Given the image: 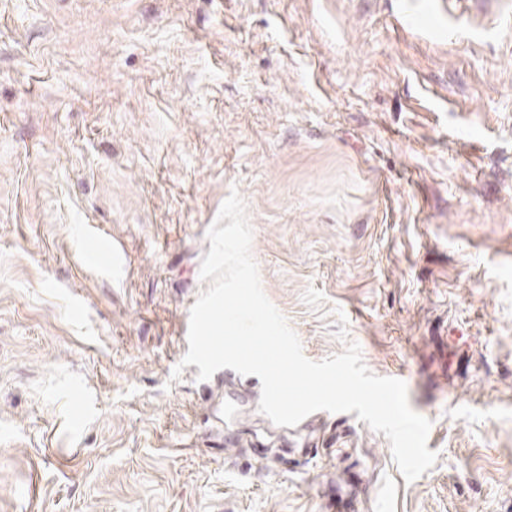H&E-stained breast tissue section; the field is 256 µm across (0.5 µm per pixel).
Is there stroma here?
Here are the masks:
<instances>
[{
	"mask_svg": "<svg viewBox=\"0 0 512 512\" xmlns=\"http://www.w3.org/2000/svg\"><path fill=\"white\" fill-rule=\"evenodd\" d=\"M444 2L0 0V512H323L348 470L359 512H512V0ZM234 190L305 356L347 329L430 420L414 482L182 366Z\"/></svg>",
	"mask_w": 512,
	"mask_h": 512,
	"instance_id": "35a3bbf8",
	"label": "stroma"
}]
</instances>
